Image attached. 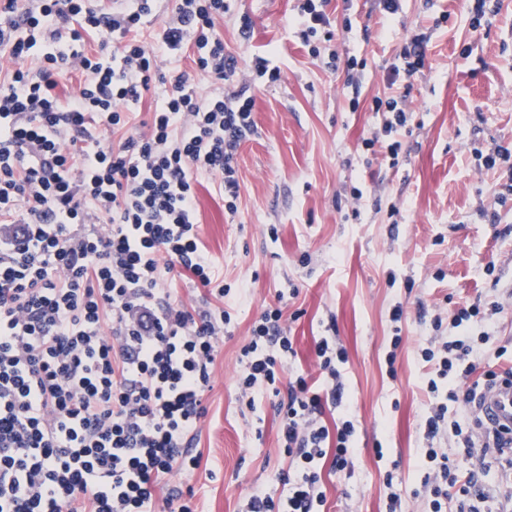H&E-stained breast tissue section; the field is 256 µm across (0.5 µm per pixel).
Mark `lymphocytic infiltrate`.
<instances>
[{
	"instance_id": "1",
	"label": "lymphocytic infiltrate",
	"mask_w": 512,
	"mask_h": 512,
	"mask_svg": "<svg viewBox=\"0 0 512 512\" xmlns=\"http://www.w3.org/2000/svg\"><path fill=\"white\" fill-rule=\"evenodd\" d=\"M329 2L297 0L293 24L304 46L333 40ZM157 3L0 7V512H193L170 481L201 465L192 447L231 322L198 239L196 184L216 179L236 212L234 156L257 130L255 80L278 82L281 70L257 57L239 77L218 26L230 0H175L164 17ZM154 23L157 40L143 41ZM100 33V51L88 50L87 37ZM187 53L192 70H160V56ZM66 73L80 81L63 100L57 86ZM200 76L212 80L210 92H200ZM148 94L147 131L113 142ZM177 279L206 289L201 307L173 300ZM500 311L476 301L450 321L434 318V329L455 334L420 352L429 368L420 424L429 512H444L457 484L447 443L481 462L506 445L479 408L484 391L512 375V365L498 369L507 348L470 336ZM281 320V309L268 308L254 322L235 383L250 402L279 396V441L299 466L285 512H317L320 463L339 471L351 463L347 352L320 337L321 384L299 375L280 389L294 353ZM330 406L342 411L331 425Z\"/></svg>"
}]
</instances>
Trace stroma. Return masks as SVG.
I'll return each mask as SVG.
<instances>
[{
  "label": "stroma",
  "mask_w": 512,
  "mask_h": 512,
  "mask_svg": "<svg viewBox=\"0 0 512 512\" xmlns=\"http://www.w3.org/2000/svg\"><path fill=\"white\" fill-rule=\"evenodd\" d=\"M295 4L237 0L224 18V47L239 66L266 56L282 78L254 92L257 131L235 155L236 213L214 180L196 186L199 240L228 289L231 323L206 394L201 466L174 483L193 491L197 512H241L257 488L286 497L280 477L296 468L279 442L278 399L264 394L249 407L234 386L254 322L278 306L296 352L289 370L318 377L313 347L329 330L348 354L352 465L322 467L320 512H387L393 486L403 491L401 512H427L416 495L426 403L418 350L434 335L432 321L496 301L503 310L488 331L512 340V194L494 202L512 167L488 171L479 160L512 148V0H486L478 21L467 0H401L395 15L379 0H331L334 48L367 63L356 95L345 87V68L325 69L289 30ZM242 13L253 21L246 36ZM415 33L426 38L424 68L407 95L411 114L394 160L372 101L394 93L388 71ZM374 135L379 146L365 150L363 139ZM397 305L404 318L396 326Z\"/></svg>",
  "instance_id": "obj_1"
}]
</instances>
